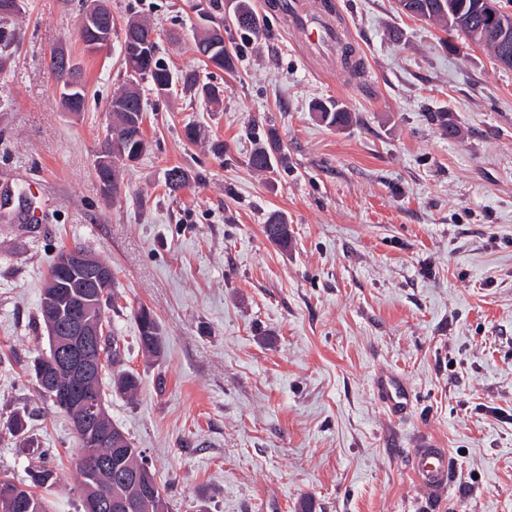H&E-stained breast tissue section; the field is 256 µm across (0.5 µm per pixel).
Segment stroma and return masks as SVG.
Returning a JSON list of instances; mask_svg holds the SVG:
<instances>
[{
    "label": "stroma",
    "instance_id": "1",
    "mask_svg": "<svg viewBox=\"0 0 512 512\" xmlns=\"http://www.w3.org/2000/svg\"><path fill=\"white\" fill-rule=\"evenodd\" d=\"M285 2L253 0L252 36L224 24L228 0H108L112 41L94 53L77 35L85 0H25L7 23L0 476L24 481L33 453L48 451L63 475L54 512H83L80 453L28 368L48 349L50 263L77 245L112 268V327L140 382L135 398L111 393L108 413L170 512H512V68L396 0H307L344 24L352 68L307 46ZM131 18L153 24L173 73L197 72L223 101L144 86L149 149L108 198L94 161L127 79ZM206 21L222 25L234 70L194 53ZM57 50L82 70L80 114L62 106ZM329 99L349 125L316 119L313 103ZM272 134L286 162L256 172L249 155ZM174 166L189 183L173 194ZM273 214L290 226L288 250L263 233ZM142 307L162 327L157 361L137 343ZM382 371L408 383L405 416L380 407ZM16 412L20 435L7 427ZM424 442L456 460L450 491L415 486L410 452Z\"/></svg>",
    "mask_w": 512,
    "mask_h": 512
}]
</instances>
